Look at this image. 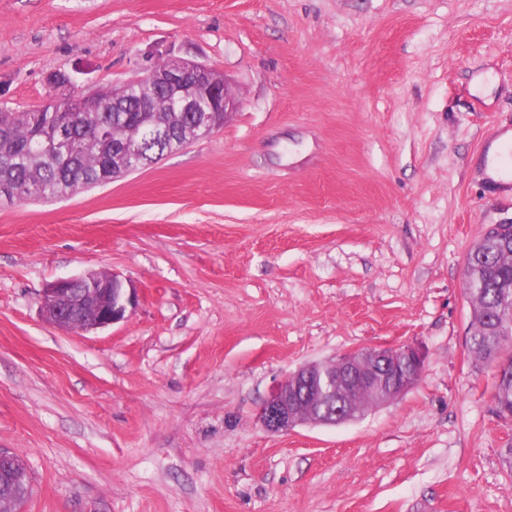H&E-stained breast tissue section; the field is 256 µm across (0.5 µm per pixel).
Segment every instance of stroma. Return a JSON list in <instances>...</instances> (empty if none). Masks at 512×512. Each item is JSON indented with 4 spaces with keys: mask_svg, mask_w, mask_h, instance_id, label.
<instances>
[{
    "mask_svg": "<svg viewBox=\"0 0 512 512\" xmlns=\"http://www.w3.org/2000/svg\"><path fill=\"white\" fill-rule=\"evenodd\" d=\"M175 57L224 74V126L152 167L0 205V448L21 512H512V420L470 354L472 246L512 221L484 174L512 130V0H0V109ZM488 81L489 94L473 93ZM114 273L124 320L47 323ZM415 344L421 379L355 421L271 433L301 366ZM101 274L61 278L44 289L40 299L44 316L51 324L62 329L78 328L92 331L122 321L129 307L137 301L136 288H126L118 275L107 274L101 283ZM76 316H82L75 326ZM21 466L25 468V472L29 476L26 464L20 456L13 452L0 449V473L2 475L0 483V494L2 490V494L5 498H8L12 495L14 478L16 472L21 468Z\"/></svg>",
    "mask_w": 512,
    "mask_h": 512,
    "instance_id": "1",
    "label": "stroma"
}]
</instances>
